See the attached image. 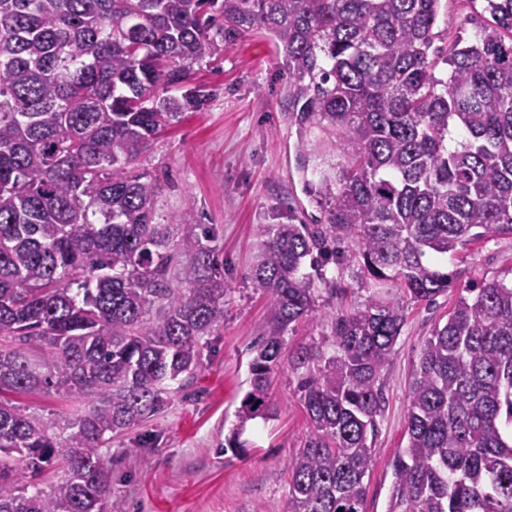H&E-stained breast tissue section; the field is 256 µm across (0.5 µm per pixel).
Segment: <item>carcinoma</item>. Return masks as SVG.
I'll return each instance as SVG.
<instances>
[{
  "label": "carcinoma",
  "instance_id": "cac0c4a2",
  "mask_svg": "<svg viewBox=\"0 0 512 512\" xmlns=\"http://www.w3.org/2000/svg\"><path fill=\"white\" fill-rule=\"evenodd\" d=\"M468 42L434 31L441 0H0V391L63 387L91 402L51 427L0 400V512H104L108 439L164 405L224 323V255L204 224L155 219L140 150L211 93L187 81L256 29L288 67L303 133L332 136L319 170L326 223L263 224L251 271L269 320L241 423L275 413L288 328L316 315L323 267L375 288L288 370L310 420L288 462V512H365L380 375L410 302L453 287L448 258L512 237V0H482ZM180 266L186 287L171 284ZM390 512H512V280L457 297L423 345ZM58 465L53 492L28 496Z\"/></svg>",
  "mask_w": 512,
  "mask_h": 512
}]
</instances>
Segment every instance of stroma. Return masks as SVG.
Returning a JSON list of instances; mask_svg holds the SVG:
<instances>
[{"label": "stroma", "instance_id": "35a3bbf8", "mask_svg": "<svg viewBox=\"0 0 512 512\" xmlns=\"http://www.w3.org/2000/svg\"><path fill=\"white\" fill-rule=\"evenodd\" d=\"M484 18L468 0H442L437 27L470 40ZM193 84L212 90L199 112H190L155 139L134 163L156 179V220L210 224L224 252V323L203 340L193 376L171 384L161 412L114 437L101 454L112 472L105 512H287L288 460L311 426L288 370L274 373L273 419L239 423L236 412L249 388V362L263 335L268 299L250 273L260 252L263 224H321L314 172L328 138L320 129L300 136L288 110V70L261 30L225 44L223 55L195 67ZM456 269V288L431 303L408 308L395 355L382 374L386 405L379 418L373 463L366 480L365 512H388L395 476L392 463L404 448L407 393L421 347L444 324L460 289L512 277V238L472 245ZM340 286L321 295L318 315L287 331V347L328 335L337 310L371 295L356 265L329 264ZM15 406L43 423L63 428L86 402L66 389L11 392ZM241 429L243 451L224 441Z\"/></svg>", "mask_w": 512, "mask_h": 512}]
</instances>
